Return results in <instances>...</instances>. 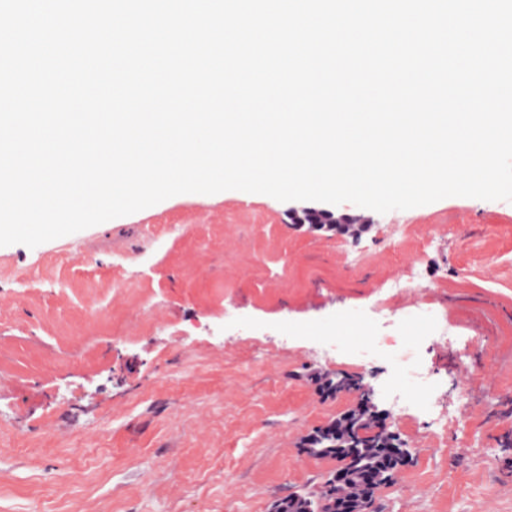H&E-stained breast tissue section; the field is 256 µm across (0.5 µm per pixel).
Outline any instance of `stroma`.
Wrapping results in <instances>:
<instances>
[{
    "label": "stroma",
    "mask_w": 512,
    "mask_h": 512,
    "mask_svg": "<svg viewBox=\"0 0 512 512\" xmlns=\"http://www.w3.org/2000/svg\"><path fill=\"white\" fill-rule=\"evenodd\" d=\"M300 207L238 190L181 194L32 249L0 246V512H270L319 489L342 462L297 443L354 397L325 400L299 379L311 358L296 331L332 324L341 344L366 348L379 286L405 277L416 254L449 347L482 352L493 371L471 378L465 424L442 433L434 418L457 409V375H433L421 410L418 382L389 356L358 369L324 360L363 377L387 415L396 379L415 407L390 425L412 461L369 512H478L493 487L512 512V202L374 212L357 240L290 227ZM390 224H436L440 236L424 251L415 237L386 240ZM343 247L365 261L345 267ZM466 441L478 455L459 453Z\"/></svg>",
    "instance_id": "stroma-1"
}]
</instances>
